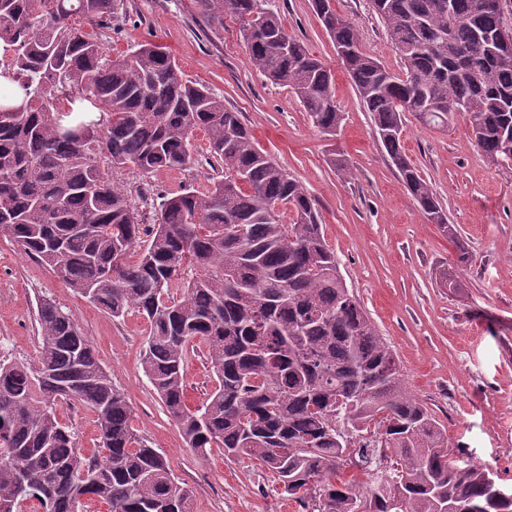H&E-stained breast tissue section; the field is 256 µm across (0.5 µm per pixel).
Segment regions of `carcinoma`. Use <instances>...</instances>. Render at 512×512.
Returning <instances> with one entry per match:
<instances>
[{
    "instance_id": "cac0c4a2",
    "label": "carcinoma",
    "mask_w": 512,
    "mask_h": 512,
    "mask_svg": "<svg viewBox=\"0 0 512 512\" xmlns=\"http://www.w3.org/2000/svg\"><path fill=\"white\" fill-rule=\"evenodd\" d=\"M117 0H0V236L114 318L149 324L142 365L188 447L257 460L299 512H512L486 468L403 382L399 361L343 280L318 201L256 146L241 113L183 77L150 43L116 58L84 25ZM233 16L254 67L290 87L322 133L340 126L332 73L262 0H203ZM480 0H371L404 77L359 48L331 0H312L378 138L420 210L445 212L402 147L403 117L444 125L463 114L492 164L512 137V48L490 38L501 10ZM84 125L80 143L58 137ZM205 133L224 177L162 196L146 226L115 169L142 175L193 163ZM149 233L146 244L142 235ZM36 363L0 359V504L11 512H192L193 490L137 435L132 410L59 304L37 305ZM216 385L187 403L188 347ZM89 409L86 453L62 405Z\"/></svg>"
}]
</instances>
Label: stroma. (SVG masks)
<instances>
[{
    "label": "stroma",
    "instance_id": "1",
    "mask_svg": "<svg viewBox=\"0 0 512 512\" xmlns=\"http://www.w3.org/2000/svg\"><path fill=\"white\" fill-rule=\"evenodd\" d=\"M264 6L331 69L343 117L336 138L313 126L289 87L253 66L238 21L202 12L198 0H119L110 22L94 33L114 56L152 43L176 60L185 78L241 112L257 146L319 201L340 272L392 347L408 391L445 427L453 445L511 494L512 163L490 164L463 118L426 127L405 114L404 151L457 229L460 238L452 240L426 219L402 182L310 0H265ZM333 6L353 24L365 53L391 73H402V60L370 0H333ZM207 147L200 131L192 168L147 176L117 170L113 176L149 222L152 198L215 177ZM335 151L348 160L351 176L330 165ZM460 241L469 251L463 265L457 261ZM41 297L65 307L91 341L130 403L137 434L192 488L193 512H298L259 462L226 458L218 448L201 456L187 446L142 368L145 317H112L0 237V356L35 360Z\"/></svg>",
    "mask_w": 512,
    "mask_h": 512
}]
</instances>
